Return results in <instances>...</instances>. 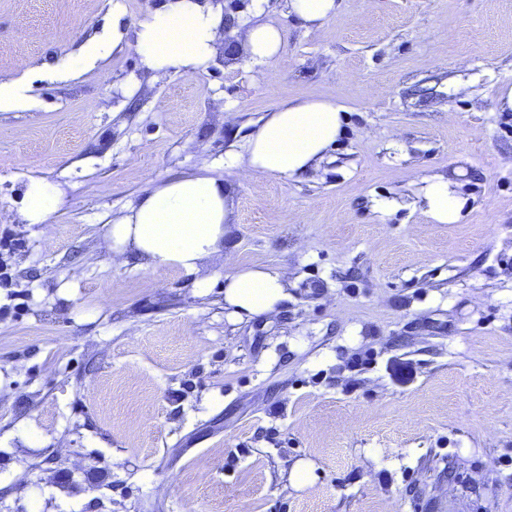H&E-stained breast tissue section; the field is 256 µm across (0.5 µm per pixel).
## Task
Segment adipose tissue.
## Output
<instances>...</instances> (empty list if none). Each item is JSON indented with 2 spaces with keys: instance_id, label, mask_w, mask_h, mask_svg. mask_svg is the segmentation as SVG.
<instances>
[{
  "instance_id": "1",
  "label": "adipose tissue",
  "mask_w": 512,
  "mask_h": 512,
  "mask_svg": "<svg viewBox=\"0 0 512 512\" xmlns=\"http://www.w3.org/2000/svg\"><path fill=\"white\" fill-rule=\"evenodd\" d=\"M120 0L112 5V35L89 44L69 63L76 71L106 56L111 45L132 36L145 71L162 75L176 70L194 74L213 61L224 22L217 0H162L147 19L126 30ZM279 28L254 22L246 31L245 47L259 63L275 59L281 49ZM340 106L323 100H301L276 109L250 137L244 153L231 154L233 166L292 179L324 160L342 133ZM64 191L44 178H29L20 216L27 224L49 223ZM426 214L439 224L461 218L464 198L443 178L428 180L422 189ZM230 209L224 183L208 175H188L151 188L112 223L113 251L138 259L154 271L180 269L200 273L204 261L221 252ZM287 297L285 277L273 266L247 267L226 275L224 302L232 314L255 317L272 313Z\"/></svg>"
}]
</instances>
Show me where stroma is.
I'll return each mask as SVG.
<instances>
[{
	"label": "stroma",
	"mask_w": 512,
	"mask_h": 512,
	"mask_svg": "<svg viewBox=\"0 0 512 512\" xmlns=\"http://www.w3.org/2000/svg\"><path fill=\"white\" fill-rule=\"evenodd\" d=\"M235 20L278 57L156 77L129 43L60 78L112 0H0V81L32 98L0 112V512H512V0ZM305 99L345 115L317 167H225ZM192 174L231 206L206 287L114 261L113 220ZM31 177L65 191L51 223L19 219ZM432 177L458 223L425 214ZM257 265L288 297L234 317L224 277ZM282 40L279 28L256 21L247 28L245 47L254 61L269 62L278 56ZM426 182L421 195L426 214L437 224L458 222L466 199L450 189L448 180L434 177Z\"/></svg>",
	"instance_id": "stroma-1"
}]
</instances>
